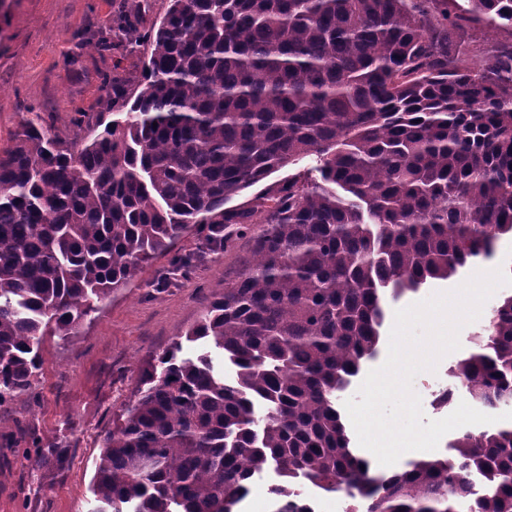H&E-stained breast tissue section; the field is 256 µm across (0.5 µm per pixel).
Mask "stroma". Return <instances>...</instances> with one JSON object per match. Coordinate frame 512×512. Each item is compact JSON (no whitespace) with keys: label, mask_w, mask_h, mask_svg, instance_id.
I'll return each mask as SVG.
<instances>
[{"label":"stroma","mask_w":512,"mask_h":512,"mask_svg":"<svg viewBox=\"0 0 512 512\" xmlns=\"http://www.w3.org/2000/svg\"><path fill=\"white\" fill-rule=\"evenodd\" d=\"M123 0H0V150L13 143L21 121L32 119L66 143L79 139L75 113L106 111L105 78L113 73L130 85L141 79L147 49H99L115 38L112 17ZM222 250L207 249L203 235L190 229L171 253L156 255L127 287L115 290L69 339L47 338L43 367L31 394L0 406V512H95L92 492L103 438L131 404L143 369L174 342L183 356L200 350L185 341L208 306L224 293L225 278L236 275L249 255V230L232 224ZM189 255L191 266L168 287L158 284L172 255ZM512 266V238L500 241L496 255L446 280H434L399 299H386L382 337H389L396 310L434 293L458 287L475 269ZM482 321L465 325L459 350L445 356L436 371L412 383L423 413L434 418L428 400L449 383L448 369L475 350ZM44 446L64 449L63 464L35 471L22 454L30 435Z\"/></svg>","instance_id":"obj_1"}]
</instances>
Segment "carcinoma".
Wrapping results in <instances>:
<instances>
[{
  "instance_id": "cac0c4a2",
  "label": "carcinoma",
  "mask_w": 512,
  "mask_h": 512,
  "mask_svg": "<svg viewBox=\"0 0 512 512\" xmlns=\"http://www.w3.org/2000/svg\"><path fill=\"white\" fill-rule=\"evenodd\" d=\"M169 0L143 24L141 89L105 82L111 118L65 145L32 120L0 152V405L31 392L46 337L78 334L189 227L212 251L258 224L253 251L185 339L143 371L104 439L96 512H238L273 468L276 512H310L306 480L355 512H512V426L468 430L448 456L387 478L350 449L339 393L379 349L399 298L512 237V45L472 67L476 25L512 28V0ZM316 165L228 206L271 174ZM449 375L476 403H512V295ZM31 468L63 453L32 435Z\"/></svg>"
}]
</instances>
